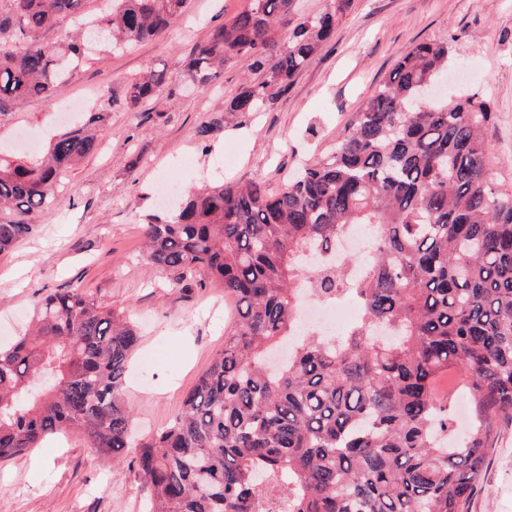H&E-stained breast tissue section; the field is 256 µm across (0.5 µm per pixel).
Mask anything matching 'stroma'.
I'll return each mask as SVG.
<instances>
[{"instance_id":"35a3bbf8","label":"stroma","mask_w":512,"mask_h":512,"mask_svg":"<svg viewBox=\"0 0 512 512\" xmlns=\"http://www.w3.org/2000/svg\"><path fill=\"white\" fill-rule=\"evenodd\" d=\"M248 0H190L162 36L125 52L95 48L60 99H30L0 117V145L45 148L74 118L61 100L105 112L99 149L72 166L31 236L0 254V342L10 343L42 293L78 286L130 315L142 336L124 400L149 436L172 420L189 390L224 348V290L215 281L173 285L142 258L149 219L167 218L158 196L165 180L186 191L224 180L279 190L302 162L341 140L396 62L415 44L452 41L447 97L477 94L494 114L487 130L497 183L512 187V0H351L333 38L295 77L270 112L231 118L210 140L200 125L232 96L244 64L231 61L201 88L184 83L195 45ZM166 69L156 99L128 108V77ZM148 491L128 461L92 452L75 430L22 456L0 461V512H145ZM469 512H512V422H502Z\"/></svg>"}]
</instances>
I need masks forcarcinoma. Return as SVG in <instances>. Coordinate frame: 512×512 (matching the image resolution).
<instances>
[{
	"label": "carcinoma",
	"instance_id": "cac0c4a2",
	"mask_svg": "<svg viewBox=\"0 0 512 512\" xmlns=\"http://www.w3.org/2000/svg\"><path fill=\"white\" fill-rule=\"evenodd\" d=\"M85 0H0V115L51 100L85 53ZM188 0H105L96 20L115 51L163 34ZM351 0L294 17V0H249L197 44L185 77L204 85L240 60L244 82L198 134L224 117L270 112L319 52ZM70 19L78 35L48 42ZM291 27L285 38L278 29ZM446 39L417 44L356 113L325 158L280 190L258 182L192 188L170 220L144 226V257L174 284L224 287V350L172 421L134 436L122 390L135 324L79 288L38 297L34 329L0 346V459L79 431L93 452L134 449L150 512H468L495 439L512 421V188L495 182L476 94L427 99L448 72ZM167 85L148 67L127 83L137 108ZM107 114L56 136L43 157L0 149V253L32 233L67 170L96 151ZM354 228L373 240L361 273L344 256L323 272L306 257ZM348 290L361 316L346 333L312 332L268 371L294 335L303 289ZM463 374L475 416L448 446L436 377Z\"/></svg>",
	"mask_w": 512,
	"mask_h": 512
}]
</instances>
